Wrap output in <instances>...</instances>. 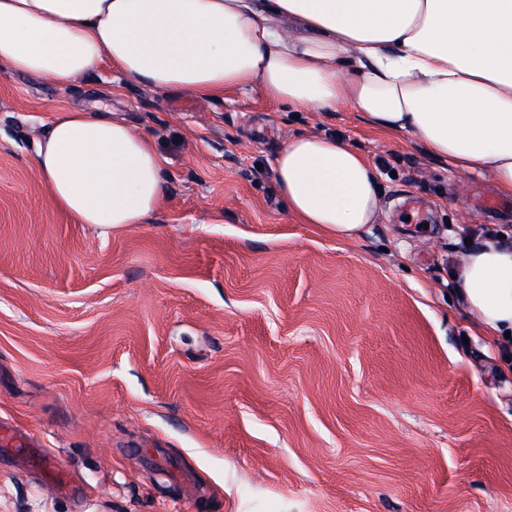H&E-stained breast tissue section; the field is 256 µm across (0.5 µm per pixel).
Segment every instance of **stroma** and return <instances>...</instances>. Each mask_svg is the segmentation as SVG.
Returning <instances> with one entry per match:
<instances>
[{
    "instance_id": "35a3bbf8",
    "label": "stroma",
    "mask_w": 512,
    "mask_h": 512,
    "mask_svg": "<svg viewBox=\"0 0 512 512\" xmlns=\"http://www.w3.org/2000/svg\"><path fill=\"white\" fill-rule=\"evenodd\" d=\"M60 106L153 139L166 190L147 223L105 231L52 203L32 160ZM298 132L375 166L355 238L283 207L273 161ZM468 184L499 195L347 106L0 66V420L73 485L0 451V512H512V344L478 332L453 279L470 242L512 243V210L487 217Z\"/></svg>"
}]
</instances>
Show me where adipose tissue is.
Wrapping results in <instances>:
<instances>
[{
  "mask_svg": "<svg viewBox=\"0 0 512 512\" xmlns=\"http://www.w3.org/2000/svg\"><path fill=\"white\" fill-rule=\"evenodd\" d=\"M0 65L61 86L106 66L162 94L347 105L512 196V0H0ZM34 170L80 224L146 223L166 185L150 137L68 107ZM273 170L297 223L351 238L376 218L375 168L336 138L292 137ZM456 281L483 335L512 332V245L484 239Z\"/></svg>",
  "mask_w": 512,
  "mask_h": 512,
  "instance_id": "1",
  "label": "adipose tissue"
}]
</instances>
